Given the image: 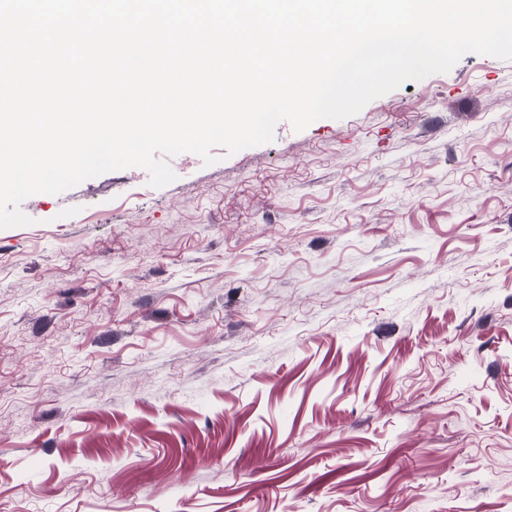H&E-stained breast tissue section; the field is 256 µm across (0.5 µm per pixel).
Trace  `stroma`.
<instances>
[{
	"label": "stroma",
	"mask_w": 512,
	"mask_h": 512,
	"mask_svg": "<svg viewBox=\"0 0 512 512\" xmlns=\"http://www.w3.org/2000/svg\"><path fill=\"white\" fill-rule=\"evenodd\" d=\"M0 229V512H512V60Z\"/></svg>",
	"instance_id": "1"
}]
</instances>
